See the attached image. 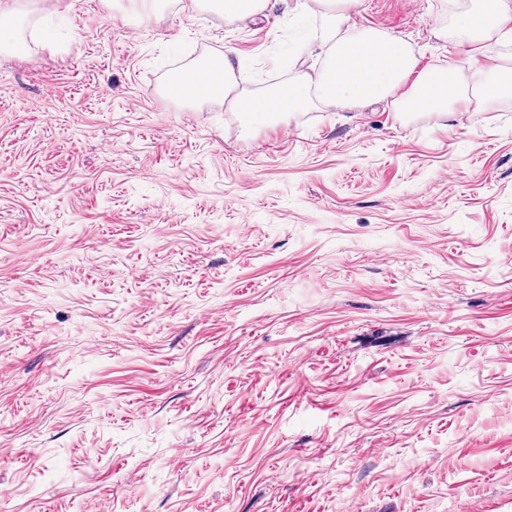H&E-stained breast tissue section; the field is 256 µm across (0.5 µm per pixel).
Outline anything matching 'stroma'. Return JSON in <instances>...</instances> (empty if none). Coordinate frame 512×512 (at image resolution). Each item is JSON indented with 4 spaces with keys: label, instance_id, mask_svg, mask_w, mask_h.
I'll use <instances>...</instances> for the list:
<instances>
[{
    "label": "stroma",
    "instance_id": "1",
    "mask_svg": "<svg viewBox=\"0 0 512 512\" xmlns=\"http://www.w3.org/2000/svg\"><path fill=\"white\" fill-rule=\"evenodd\" d=\"M469 0H364L418 71ZM237 18L53 0L0 53V512H512V96L256 120L323 65ZM235 64L229 56L224 57L220 67L221 77L216 81H208L198 71H192L175 76L169 86L172 96L182 99L208 100L221 98L230 93L235 78Z\"/></svg>",
    "mask_w": 512,
    "mask_h": 512
}]
</instances>
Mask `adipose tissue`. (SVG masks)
Instances as JSON below:
<instances>
[{"label": "adipose tissue", "instance_id": "adipose-tissue-1", "mask_svg": "<svg viewBox=\"0 0 512 512\" xmlns=\"http://www.w3.org/2000/svg\"><path fill=\"white\" fill-rule=\"evenodd\" d=\"M361 3L362 0H302L301 9L312 4L322 7L330 27L324 69L317 79L300 78L274 93L243 99L238 103L239 110L268 116L295 111L313 98L325 106H357L385 98L404 83L409 90L397 102L403 111H428L447 101L467 105L470 97L458 89L465 69L472 71L482 92L496 95L506 91V84L497 80L502 64H477L475 51L477 42L490 35L512 40V0H473L471 9L458 13L454 27L460 60L434 77L418 73L417 60L400 35L355 27L351 14ZM234 67L233 60H225L220 67L221 76L215 81L196 71L177 75L169 92L182 99L223 97L234 86Z\"/></svg>", "mask_w": 512, "mask_h": 512}]
</instances>
